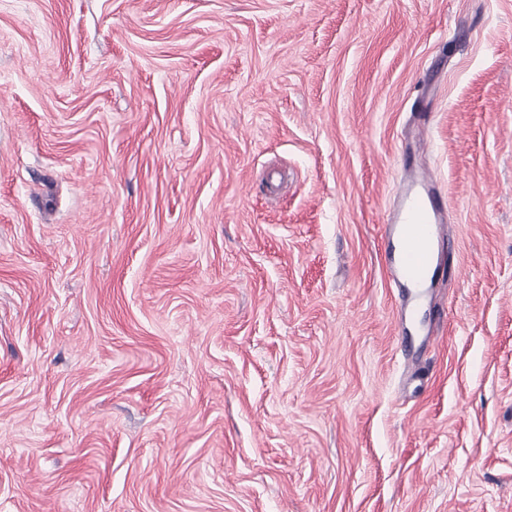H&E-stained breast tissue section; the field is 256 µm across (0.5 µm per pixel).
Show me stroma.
<instances>
[{
    "label": "stroma",
    "mask_w": 512,
    "mask_h": 512,
    "mask_svg": "<svg viewBox=\"0 0 512 512\" xmlns=\"http://www.w3.org/2000/svg\"><path fill=\"white\" fill-rule=\"evenodd\" d=\"M0 512H512V0H0ZM415 190L406 185L401 191V203L395 212L384 220L385 236H393L396 226L400 230V251L397 260L389 265V275L394 282L407 287L408 297L404 299L410 317H414L427 288L424 272L432 270V278L442 267L436 259L432 245L438 237V224L445 212L442 191L438 180L428 174ZM408 284L415 286L412 291ZM422 288V289H421Z\"/></svg>",
    "instance_id": "stroma-1"
}]
</instances>
